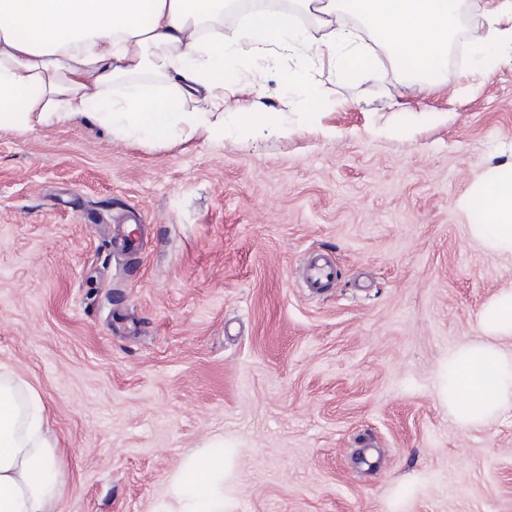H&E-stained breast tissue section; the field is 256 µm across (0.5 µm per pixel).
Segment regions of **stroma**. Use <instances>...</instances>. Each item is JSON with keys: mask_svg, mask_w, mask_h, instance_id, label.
Masks as SVG:
<instances>
[{"mask_svg": "<svg viewBox=\"0 0 512 512\" xmlns=\"http://www.w3.org/2000/svg\"><path fill=\"white\" fill-rule=\"evenodd\" d=\"M369 69L246 59L235 98L287 121L221 141H119L79 119L0 130V365L42 396L61 512H157L183 458L233 453L229 512H512V408L463 430L456 346L512 289L465 201L512 160V62L453 40L419 88L357 17ZM140 215L135 259L113 233ZM336 258L308 294L306 252ZM296 74L297 77L293 79V83L291 85L292 91L301 98L306 112H317L320 109L321 104H323L321 97L315 95L307 85L306 80L304 79V71Z\"/></svg>", "mask_w": 512, "mask_h": 512, "instance_id": "obj_1", "label": "stroma"}]
</instances>
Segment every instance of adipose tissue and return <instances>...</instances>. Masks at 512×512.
<instances>
[{
  "mask_svg": "<svg viewBox=\"0 0 512 512\" xmlns=\"http://www.w3.org/2000/svg\"><path fill=\"white\" fill-rule=\"evenodd\" d=\"M459 0H295L289 9H257L233 40L224 13L236 0H0V129L22 134L88 119L121 141L162 145L196 133L223 139L259 129L280 135L287 126L260 107L225 108L224 92L239 62L281 53L336 71L362 65L338 49L356 42L343 15H357L419 85L447 84L448 43ZM310 26H303L301 16ZM485 34H474L477 55L512 49V0H495ZM326 30L314 39L311 28ZM470 206L480 216L473 236L485 248L512 254V161L482 183ZM483 339L448 355L442 398L461 428L485 426L512 407V290L480 314ZM43 400L0 368V512H60L65 478ZM230 458L206 447L179 468L173 496L179 512H224Z\"/></svg>",
  "mask_w": 512,
  "mask_h": 512,
  "instance_id": "obj_1",
  "label": "adipose tissue"
}]
</instances>
